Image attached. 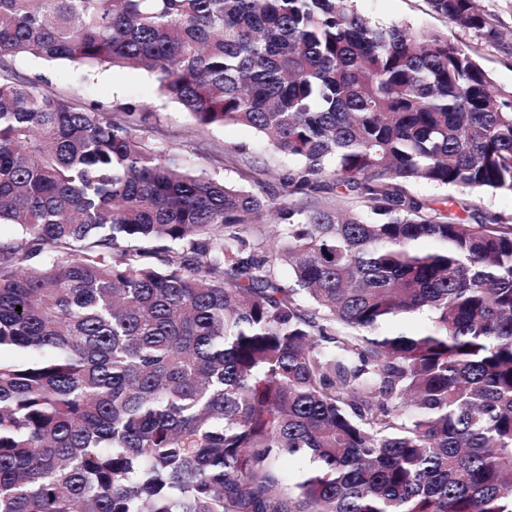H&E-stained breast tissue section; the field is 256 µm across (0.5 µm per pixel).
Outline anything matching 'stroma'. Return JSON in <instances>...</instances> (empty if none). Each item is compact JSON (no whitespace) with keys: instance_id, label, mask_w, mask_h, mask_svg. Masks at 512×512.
I'll return each mask as SVG.
<instances>
[{"instance_id":"35a3bbf8","label":"stroma","mask_w":512,"mask_h":512,"mask_svg":"<svg viewBox=\"0 0 512 512\" xmlns=\"http://www.w3.org/2000/svg\"><path fill=\"white\" fill-rule=\"evenodd\" d=\"M479 4L493 15L496 36L433 14L426 0H354L355 9L374 22L435 30L447 36L449 42L473 48L496 84L512 86V9L503 0H479ZM16 67L21 72L40 75L41 90L79 105L93 100L108 106L128 101L148 104L156 118L141 127V135L158 151L178 150L196 170L237 180L235 170L225 167L224 156L246 148L245 159L249 164L270 171L266 192L275 194L280 189L274 173L287 164V157L268 150L256 132L245 126L196 130L190 116L162 96L157 81L147 71L99 68L89 73L69 65H39L22 60L17 61Z\"/></svg>"}]
</instances>
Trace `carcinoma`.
<instances>
[{"mask_svg":"<svg viewBox=\"0 0 512 512\" xmlns=\"http://www.w3.org/2000/svg\"><path fill=\"white\" fill-rule=\"evenodd\" d=\"M20 58L152 72L288 156L281 195ZM415 184L512 196V87L438 31L352 0H0V512H512V224Z\"/></svg>","mask_w":512,"mask_h":512,"instance_id":"carcinoma-1","label":"carcinoma"}]
</instances>
